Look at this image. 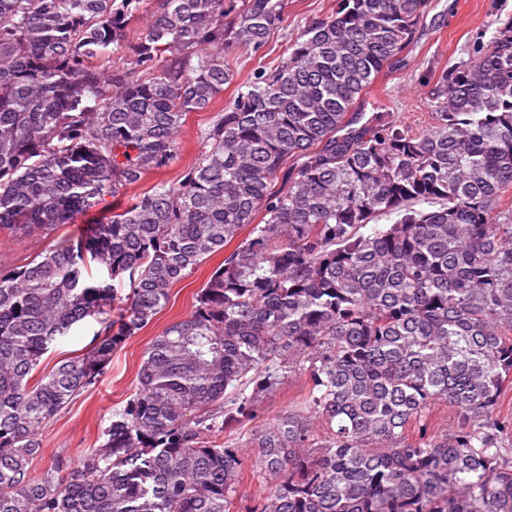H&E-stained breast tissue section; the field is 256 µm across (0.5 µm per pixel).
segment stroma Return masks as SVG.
<instances>
[{"label":"stroma","instance_id":"1","mask_svg":"<svg viewBox=\"0 0 512 512\" xmlns=\"http://www.w3.org/2000/svg\"><path fill=\"white\" fill-rule=\"evenodd\" d=\"M335 5L336 0H289L287 22L271 35L260 54L242 51L235 55L238 79H245L258 60L277 64L286 46L296 40L308 22L330 14ZM510 16L512 0H430L412 43L403 52V63L379 74L360 102L359 111L369 114L382 109L394 113L398 122L410 131L429 129L433 123L434 74L466 60L473 44L490 40L498 20ZM213 118L210 112L190 113L175 159L168 167L148 174L133 186V193L146 192L163 181L180 180L192 166L199 136ZM100 214V208H93L46 237L35 235L22 240L0 231V270L28 263L45 248L62 240L77 239ZM223 259V254L212 255L192 277L174 285L169 303L153 322L113 353L100 382L77 396L52 419L40 436L42 452L33 461L34 471L50 466L60 455L76 458L95 443L109 425L113 412L121 409L135 393L137 372L150 341L168 325L191 314L198 289Z\"/></svg>","mask_w":512,"mask_h":512}]
</instances>
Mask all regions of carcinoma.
Masks as SVG:
<instances>
[{"label": "carcinoma", "mask_w": 512, "mask_h": 512, "mask_svg": "<svg viewBox=\"0 0 512 512\" xmlns=\"http://www.w3.org/2000/svg\"><path fill=\"white\" fill-rule=\"evenodd\" d=\"M143 2L0 0V231L48 234L167 167L230 55L288 18V0H155L107 65ZM428 8L337 0L237 84L183 180L0 272V512H235L249 474L250 512H512V18L437 75L427 132L356 111ZM236 239L98 444L32 471L53 417ZM88 258L129 292L88 284ZM87 317L85 351L41 371ZM437 405L458 415L444 434ZM304 391L305 385L303 378L294 379L289 382L258 408L257 417L251 425H262L271 422L279 414L287 410L288 406L302 395Z\"/></svg>", "instance_id": "obj_1"}]
</instances>
